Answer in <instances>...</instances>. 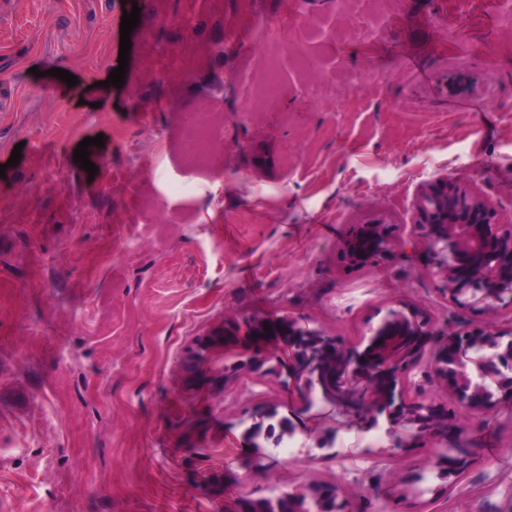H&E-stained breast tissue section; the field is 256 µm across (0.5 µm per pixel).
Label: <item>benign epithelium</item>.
Listing matches in <instances>:
<instances>
[{
	"label": "benign epithelium",
	"mask_w": 512,
	"mask_h": 512,
	"mask_svg": "<svg viewBox=\"0 0 512 512\" xmlns=\"http://www.w3.org/2000/svg\"><path fill=\"white\" fill-rule=\"evenodd\" d=\"M417 212L420 237L444 268L448 301L489 312L512 307V224L492 223L494 212L485 201L446 183L424 194ZM390 243L389 225L363 224L351 238L344 260L349 266L376 262ZM434 336L422 315L392 310L370 329L364 349L345 346L291 318H245L239 321L235 343L247 346L250 357L272 359L278 349L285 351L283 368L288 382L300 391L301 411L312 381L321 387L325 405L372 427L378 426L382 414L391 433L409 425V442L446 443L448 432H455V455L448 456L443 448L437 458L459 480L468 464L461 441L464 427L453 423L448 409L433 401L407 399L404 377L420 363L426 346H435L434 365L427 366V375L480 416L492 406L489 380L512 401V339L502 344L504 333L491 327L466 333L450 329L438 343Z\"/></svg>",
	"instance_id": "obj_1"
}]
</instances>
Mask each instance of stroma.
<instances>
[{"label":"stroma","instance_id":"1","mask_svg":"<svg viewBox=\"0 0 512 512\" xmlns=\"http://www.w3.org/2000/svg\"><path fill=\"white\" fill-rule=\"evenodd\" d=\"M137 3L115 87L122 0H0V512H235L313 483L356 512H512L505 397L476 419L425 366L410 372L407 397L467 429L469 471L445 493L433 444L397 446L332 408L254 455L242 421L289 415L283 375L235 348L197 387L184 369L199 339L245 316L348 345L393 309L440 336L512 329L510 307L449 302L415 224L417 198L444 182L512 221V0H224L220 22L212 0L191 16L182 0ZM267 24L310 59L256 98ZM148 43L172 59L166 77ZM203 110L224 135L205 171L181 159ZM96 136L91 177L74 152ZM374 221L393 226L390 253L345 268L354 226Z\"/></svg>","mask_w":512,"mask_h":512}]
</instances>
